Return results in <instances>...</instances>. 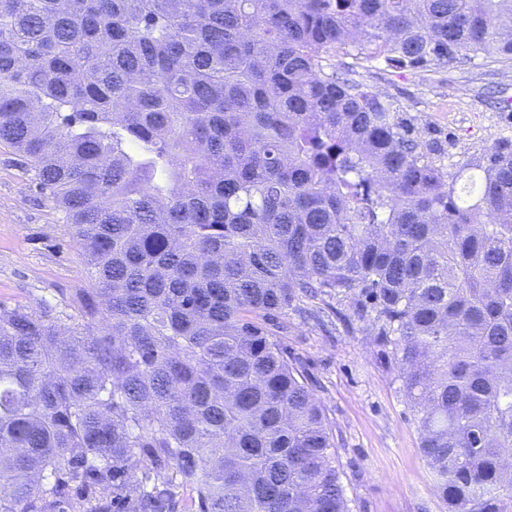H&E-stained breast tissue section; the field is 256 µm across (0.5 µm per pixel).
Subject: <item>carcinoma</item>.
I'll list each match as a JSON object with an SVG mask.
<instances>
[{"mask_svg":"<svg viewBox=\"0 0 512 512\" xmlns=\"http://www.w3.org/2000/svg\"><path fill=\"white\" fill-rule=\"evenodd\" d=\"M512 60V0H0V143L86 263L0 306V512H350L268 322L392 346L448 512H512V146L457 189L331 59ZM112 490V498L98 495ZM174 485V509L173 512H196L198 509L194 507V493L189 487L179 485V480L175 478V474L159 473L158 479L166 480Z\"/></svg>","mask_w":512,"mask_h":512,"instance_id":"1","label":"carcinoma"}]
</instances>
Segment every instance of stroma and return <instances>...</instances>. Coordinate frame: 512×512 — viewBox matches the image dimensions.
Segmentation results:
<instances>
[{"label": "stroma", "instance_id": "1", "mask_svg": "<svg viewBox=\"0 0 512 512\" xmlns=\"http://www.w3.org/2000/svg\"><path fill=\"white\" fill-rule=\"evenodd\" d=\"M334 63L393 102L418 141L441 143L437 162L449 176L466 179L495 145L512 143V60L474 56L422 72L364 59L350 45ZM84 269L62 212L0 145V304L67 303L85 287ZM306 307L313 317L279 316V340L332 426L351 512H442L390 348L345 304Z\"/></svg>", "mask_w": 512, "mask_h": 512}]
</instances>
